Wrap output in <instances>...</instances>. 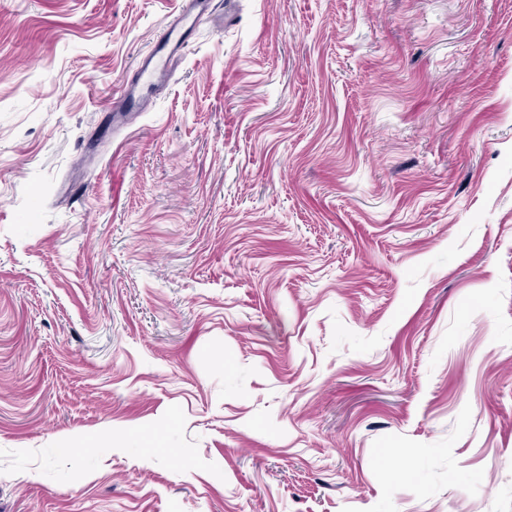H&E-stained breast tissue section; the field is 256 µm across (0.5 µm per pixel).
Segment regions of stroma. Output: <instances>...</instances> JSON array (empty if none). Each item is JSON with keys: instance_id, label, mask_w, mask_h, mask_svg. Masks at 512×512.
<instances>
[{"instance_id": "stroma-1", "label": "stroma", "mask_w": 512, "mask_h": 512, "mask_svg": "<svg viewBox=\"0 0 512 512\" xmlns=\"http://www.w3.org/2000/svg\"><path fill=\"white\" fill-rule=\"evenodd\" d=\"M181 10L0 0V512H512V0ZM177 32L178 29L170 28V31L167 32L157 46L140 61L138 81L156 88L168 85L172 77V66L170 63L172 50H168V46Z\"/></svg>"}]
</instances>
